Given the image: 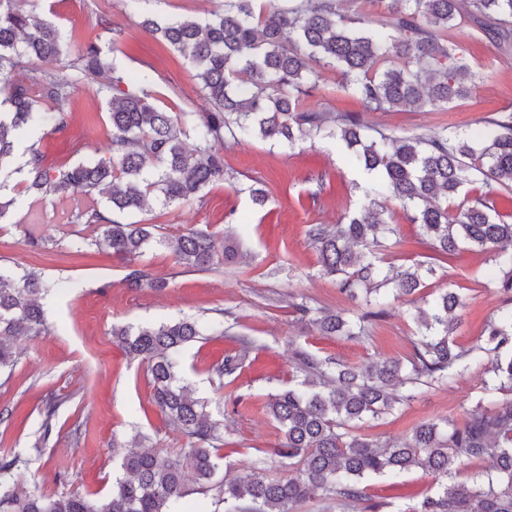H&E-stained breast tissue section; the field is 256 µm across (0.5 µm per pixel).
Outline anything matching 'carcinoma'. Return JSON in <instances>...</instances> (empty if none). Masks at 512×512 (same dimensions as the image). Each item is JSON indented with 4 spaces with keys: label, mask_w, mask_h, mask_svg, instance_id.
Listing matches in <instances>:
<instances>
[{
    "label": "carcinoma",
    "mask_w": 512,
    "mask_h": 512,
    "mask_svg": "<svg viewBox=\"0 0 512 512\" xmlns=\"http://www.w3.org/2000/svg\"><path fill=\"white\" fill-rule=\"evenodd\" d=\"M144 13L141 27L188 59L208 108L203 112H165L145 87H131L111 70L96 43L70 55L53 13L37 11L33 0H0V175L27 171L20 181L27 198L59 199L82 191L89 202L70 212L77 231L28 236L33 251L47 247L80 255L110 250L127 260L123 277L131 291L162 288L138 260L152 245L167 247L176 263L208 271L235 262L239 244L230 230L191 229L170 238L159 224L129 222L134 212L157 202L163 208L202 202L203 191L224 181L226 138L258 137L275 147L294 148L305 138L346 149L352 166L374 178L372 198L336 224H310L306 236L319 254L321 271L336 278L340 293L363 296L367 311L356 320L305 300L290 307L296 318L325 336H366L367 324L383 313L387 294L412 295L435 267L383 266L378 250L396 247L386 202H398L406 218L421 228L420 243L437 253L466 245L508 268L500 288L512 293V224L498 221L478 199H460L470 173L512 189V112H501L470 132L446 128L428 137L398 138L372 128L364 112L331 115L306 102L320 70L341 76L343 88L365 112L403 111L447 105L467 97L474 77L448 45V30L462 18L496 21V35L512 42V0H389L377 28L344 11V0H224L204 19L162 18L146 12L150 0H126ZM35 59L57 67L32 74ZM112 72L94 93L108 101L112 154L98 158L77 144L79 159L65 169L44 164L36 144L28 159L13 166L18 140L29 132L45 136L66 129L71 102L86 78ZM195 142L194 147L187 140ZM460 202H455V199ZM54 289L42 274L0 268V368L14 365L20 336L51 332L41 300ZM461 297L445 291L415 308L418 333L407 361L399 359L350 365L294 348L300 379L269 395L267 408L280 441L260 451L252 473L213 482L224 466V412L214 416L209 402L193 396L182 369L183 350L207 336H225L221 322L191 319L147 326L118 325L112 340L145 367L153 401L167 423L186 438L177 451L150 448L133 439L119 464L112 490L103 499L77 492L33 490L16 482L23 459L0 457V512H183L186 473L202 493L215 492L225 512H297L320 499L342 509L378 505L366 482L396 478L412 469L441 478L439 490L409 512H512V397H491L472 409L460 425L428 420L397 444L362 437L368 420L393 413L427 385L444 384L460 369L492 356L498 389L512 392V307L489 321L487 346L463 349L453 334ZM208 372L222 390L235 381L253 343L246 337ZM61 401L45 405L39 437L42 448L52 435ZM288 460L293 474L270 475L268 459ZM492 461V470L459 479L464 461Z\"/></svg>",
    "instance_id": "cac0c4a2"
}]
</instances>
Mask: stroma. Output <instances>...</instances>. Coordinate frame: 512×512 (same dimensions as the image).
Segmentation results:
<instances>
[{"label": "stroma", "mask_w": 512, "mask_h": 512, "mask_svg": "<svg viewBox=\"0 0 512 512\" xmlns=\"http://www.w3.org/2000/svg\"><path fill=\"white\" fill-rule=\"evenodd\" d=\"M40 11L55 10L71 50L97 43L125 79L148 73L150 89L159 106L170 112L203 111L207 103L193 70L177 52L160 48L141 28V17L130 12L124 0H36ZM123 30L113 43V29ZM455 54L481 78L467 98L447 109L427 106L417 111L370 112L366 119L375 128L396 137L428 135L448 127L470 130L502 112H512V45L501 44L478 23L465 18L453 30ZM309 101L323 112H359L361 102L341 85L339 75L323 71ZM71 109L74 120L67 130L41 140L46 165L60 167L74 162L73 145L86 143L97 156L110 155L111 127L105 99L91 92L79 93ZM226 174L221 183L207 187L204 204L170 208L153 206L142 220L157 219L166 234L179 236L194 228L221 230L232 227L242 259L210 271L193 272L179 266L170 250L148 251L141 264L164 288L129 291L122 282L124 262L108 253L84 258L66 257L55 250H30L25 231L60 235L76 202L49 198L32 205L14 190L0 192L13 199L8 224L0 226V265L33 267L54 281L56 289L46 303L49 334L22 337L20 357L0 371V453L16 452L27 466L16 475L45 491H76L101 497L112 487L117 466L136 433H143L157 448H178L184 438L166 425L152 402V388L138 361L128 358L112 341L116 325L143 324L184 317L206 319L223 312L234 337L197 342L183 354V363L196 389L206 400L217 398L216 383L208 369L235 348V336L249 337L254 348L235 381L251 396L238 414L224 418L225 453L230 466L220 477L250 474L257 449L272 448L278 432L266 412L270 393L292 375L289 340L321 357L350 363L406 359L416 331L409 311L410 298L388 299L385 312L371 326L369 336L347 340L323 336L313 327L296 322L290 303L293 296L309 304L340 311L353 318L365 305L341 294L334 278L323 275L318 254L305 236L307 225L333 224L364 201L368 186L359 170L347 161L345 150L330 142H303L295 149L270 147L258 139L224 144ZM264 189L265 206H255L249 187ZM468 200L493 204L500 220L512 223V191L474 175L466 185ZM402 246L386 251V264L407 267L427 260L430 252L415 246L418 225L410 223L399 207H392ZM435 273L425 281L423 295L449 289L460 294L464 305L457 314V345H485V326L507 299L499 286L505 270L487 254L462 249L435 262ZM487 368H472L444 385L422 388L420 395L400 405L392 415L365 423L360 432L381 442H399L411 427L424 419L448 418L463 422L494 384ZM61 400L54 431L45 448L34 449L44 403ZM85 422L86 432L75 436L74 427ZM440 480L433 473L414 469L397 484L371 480L368 493L378 512H405L406 507L434 494Z\"/></svg>", "instance_id": "stroma-1"}]
</instances>
